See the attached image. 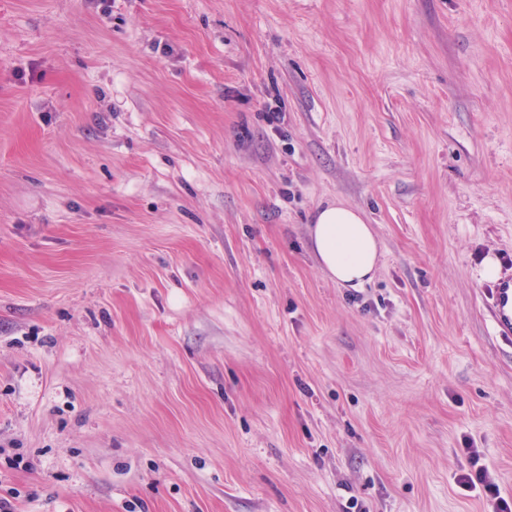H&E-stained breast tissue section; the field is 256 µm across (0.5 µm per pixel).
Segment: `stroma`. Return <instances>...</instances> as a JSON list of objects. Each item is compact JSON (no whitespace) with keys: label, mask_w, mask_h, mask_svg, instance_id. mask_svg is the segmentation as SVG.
<instances>
[{"label":"stroma","mask_w":512,"mask_h":512,"mask_svg":"<svg viewBox=\"0 0 512 512\" xmlns=\"http://www.w3.org/2000/svg\"><path fill=\"white\" fill-rule=\"evenodd\" d=\"M360 210L374 279L309 223ZM512 0H0L13 512L512 498ZM309 236L321 267L337 284L358 288L376 273L380 243L361 211L329 202L316 212ZM490 309L498 336L512 338V280L500 282L491 290ZM470 464V472L461 474L459 483L467 488L480 486L486 498L492 502L493 512H511L512 501H508L501 495L499 484L491 475L488 468L481 463L479 453L473 449H466Z\"/></svg>","instance_id":"stroma-1"}]
</instances>
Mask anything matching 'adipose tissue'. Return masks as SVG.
<instances>
[{
	"label": "adipose tissue",
	"mask_w": 512,
	"mask_h": 512,
	"mask_svg": "<svg viewBox=\"0 0 512 512\" xmlns=\"http://www.w3.org/2000/svg\"><path fill=\"white\" fill-rule=\"evenodd\" d=\"M309 236L321 267L337 284L357 288L376 273L380 243L361 211L328 203L316 212Z\"/></svg>",
	"instance_id": "1"
}]
</instances>
